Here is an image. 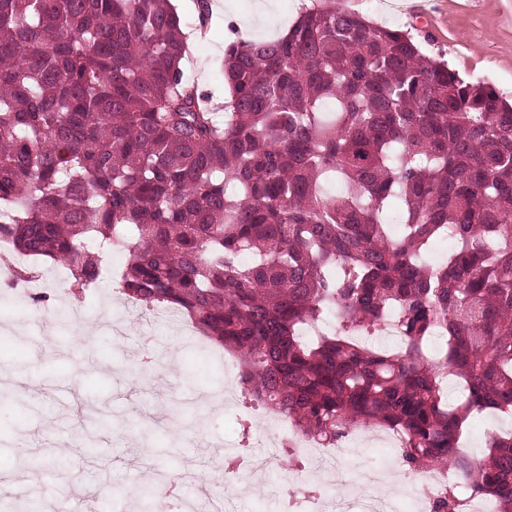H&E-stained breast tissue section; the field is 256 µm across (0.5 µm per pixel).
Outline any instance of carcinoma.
<instances>
[{
    "mask_svg": "<svg viewBox=\"0 0 512 512\" xmlns=\"http://www.w3.org/2000/svg\"><path fill=\"white\" fill-rule=\"evenodd\" d=\"M188 40L174 0H0V237L80 289L128 252L122 293L186 315L301 437L391 429L453 474L434 512H512V431L462 449L512 416V103L336 0L228 44L216 108ZM495 424L500 430L512 429V419L503 415H494L492 413L483 412L481 417L476 419L463 438L464 450L472 457H482L486 451V434L485 429Z\"/></svg>",
    "mask_w": 512,
    "mask_h": 512,
    "instance_id": "carcinoma-1",
    "label": "carcinoma"
}]
</instances>
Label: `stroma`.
<instances>
[{
    "label": "stroma",
    "instance_id": "stroma-1",
    "mask_svg": "<svg viewBox=\"0 0 512 512\" xmlns=\"http://www.w3.org/2000/svg\"><path fill=\"white\" fill-rule=\"evenodd\" d=\"M304 0H274L267 18L258 0H230L231 13L209 18L205 39L192 42L183 65L185 78L212 97L224 96L220 72L225 45L239 37L282 34L296 21ZM342 8L365 13L373 23L410 32L428 56L447 62L466 79L480 78L512 98V0H341ZM206 72H199L198 63ZM45 302L0 282V375L24 369V394L0 401V512L21 492L41 490L53 475L52 490L82 512L102 504L105 492L121 497L148 476L170 470L192 473L176 498H193L199 485L224 497L225 449L242 439L237 425L247 418L259 428L269 410L226 402L236 390L237 359L201 334L172 309L142 313L139 306L102 279L73 297L69 279L43 267ZM151 338L153 365L143 368L142 340ZM81 435L86 443L60 454L57 445ZM398 467L397 447L381 448L367 432L349 436L324 457L327 470L358 474L380 460ZM297 461L276 459L252 494H237V512H278L282 489L314 491L315 478L298 480Z\"/></svg>",
    "mask_w": 512,
    "mask_h": 512
}]
</instances>
